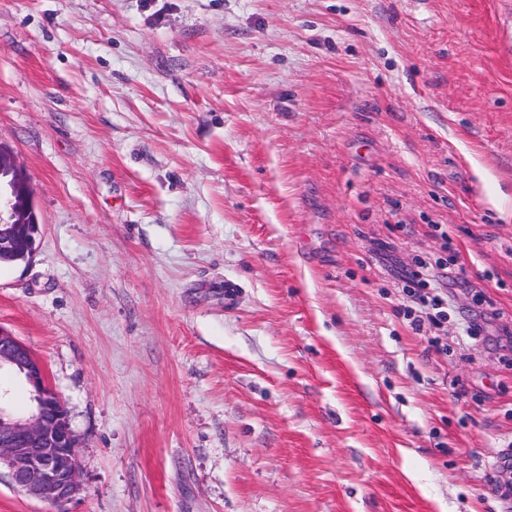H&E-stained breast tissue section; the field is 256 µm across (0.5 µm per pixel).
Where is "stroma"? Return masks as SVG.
<instances>
[{
  "label": "stroma",
  "instance_id": "stroma-1",
  "mask_svg": "<svg viewBox=\"0 0 512 512\" xmlns=\"http://www.w3.org/2000/svg\"><path fill=\"white\" fill-rule=\"evenodd\" d=\"M512 0H0L35 250L0 326L77 440L65 506L512 512ZM445 262L437 325L377 262ZM491 308L482 335L459 313ZM493 473L500 494L512 499V453L507 452L497 458Z\"/></svg>",
  "mask_w": 512,
  "mask_h": 512
}]
</instances>
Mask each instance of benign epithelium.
Instances as JSON below:
<instances>
[{
  "label": "benign epithelium",
  "instance_id": "1",
  "mask_svg": "<svg viewBox=\"0 0 512 512\" xmlns=\"http://www.w3.org/2000/svg\"><path fill=\"white\" fill-rule=\"evenodd\" d=\"M29 180L15 178L10 194L0 192V252L28 237ZM21 375L30 387L32 409L24 416L0 406V469L7 470L12 484L41 501L62 505L79 491L76 438L69 426L64 404L50 387L41 361L10 331L0 327V368Z\"/></svg>",
  "mask_w": 512,
  "mask_h": 512
}]
</instances>
